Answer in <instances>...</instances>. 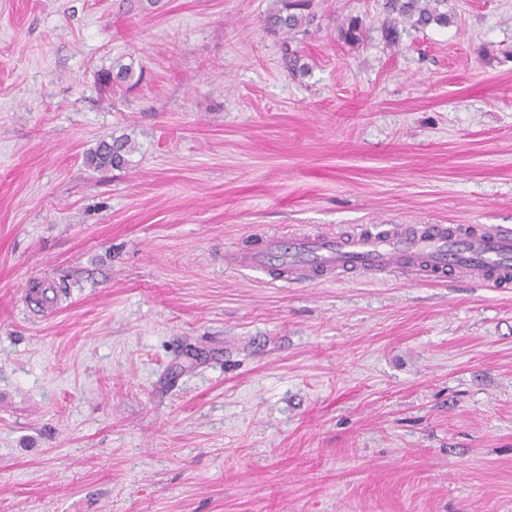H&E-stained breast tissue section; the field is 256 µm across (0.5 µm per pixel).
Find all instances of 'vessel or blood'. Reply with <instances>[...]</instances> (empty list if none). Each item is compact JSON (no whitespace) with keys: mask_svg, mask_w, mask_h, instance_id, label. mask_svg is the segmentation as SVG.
Listing matches in <instances>:
<instances>
[{"mask_svg":"<svg viewBox=\"0 0 512 512\" xmlns=\"http://www.w3.org/2000/svg\"><path fill=\"white\" fill-rule=\"evenodd\" d=\"M224 267L286 285L397 274L415 281L512 286V229L474 224H367L345 232L262 235Z\"/></svg>","mask_w":512,"mask_h":512,"instance_id":"vessel-or-blood-1","label":"vessel or blood"}]
</instances>
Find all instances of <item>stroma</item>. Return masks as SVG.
<instances>
[{"instance_id":"obj_1","label":"stroma","mask_w":512,"mask_h":512,"mask_svg":"<svg viewBox=\"0 0 512 512\" xmlns=\"http://www.w3.org/2000/svg\"><path fill=\"white\" fill-rule=\"evenodd\" d=\"M281 7L0 0V512H512V288L224 268L512 228V0L395 46L376 0L293 36ZM112 137L127 165L88 167Z\"/></svg>"}]
</instances>
